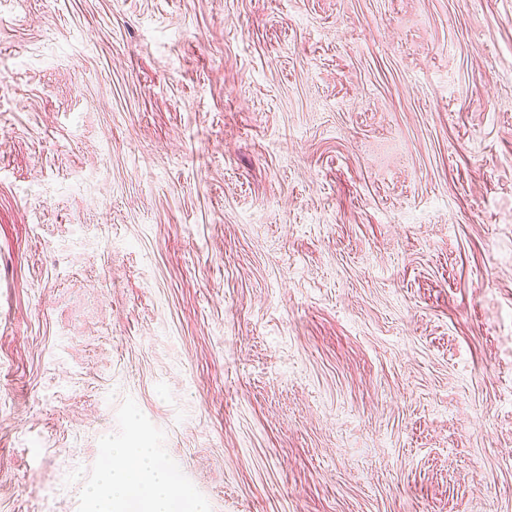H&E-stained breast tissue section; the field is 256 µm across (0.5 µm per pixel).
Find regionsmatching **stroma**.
<instances>
[{
  "instance_id": "35a3bbf8",
  "label": "stroma",
  "mask_w": 512,
  "mask_h": 512,
  "mask_svg": "<svg viewBox=\"0 0 512 512\" xmlns=\"http://www.w3.org/2000/svg\"><path fill=\"white\" fill-rule=\"evenodd\" d=\"M139 442L205 512H512V0H0V512Z\"/></svg>"
}]
</instances>
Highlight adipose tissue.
Returning a JSON list of instances; mask_svg holds the SVG:
<instances>
[{
	"label": "adipose tissue",
	"mask_w": 512,
	"mask_h": 512,
	"mask_svg": "<svg viewBox=\"0 0 512 512\" xmlns=\"http://www.w3.org/2000/svg\"><path fill=\"white\" fill-rule=\"evenodd\" d=\"M119 467L107 468L98 483L86 490L88 498L104 499L106 512L135 506L142 512H173L179 496L177 475L161 465L157 449L143 445L113 449Z\"/></svg>",
	"instance_id": "adipose-tissue-1"
}]
</instances>
